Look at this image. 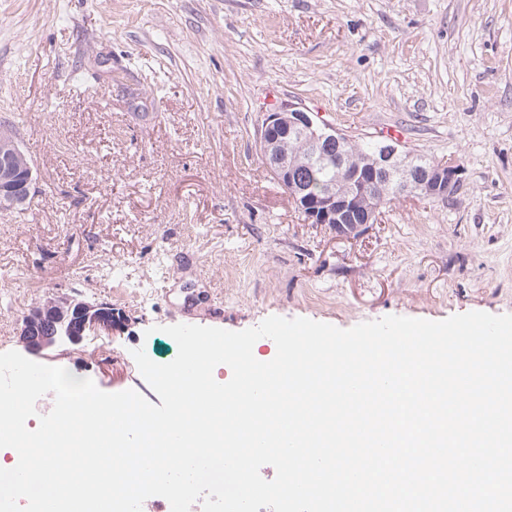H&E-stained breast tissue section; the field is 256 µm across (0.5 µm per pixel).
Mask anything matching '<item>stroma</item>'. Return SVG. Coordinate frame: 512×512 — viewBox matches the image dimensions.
Instances as JSON below:
<instances>
[{
  "instance_id": "35a3bbf8",
  "label": "stroma",
  "mask_w": 512,
  "mask_h": 512,
  "mask_svg": "<svg viewBox=\"0 0 512 512\" xmlns=\"http://www.w3.org/2000/svg\"><path fill=\"white\" fill-rule=\"evenodd\" d=\"M288 104L397 127L461 185L353 237L305 223L258 145ZM0 121L35 175L0 215V332L19 352L46 297L111 302L122 329L39 358L102 391L159 403L127 359L176 357L153 326L512 314V0H0Z\"/></svg>"
}]
</instances>
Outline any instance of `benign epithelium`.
<instances>
[{"label": "benign epithelium", "instance_id": "1", "mask_svg": "<svg viewBox=\"0 0 512 512\" xmlns=\"http://www.w3.org/2000/svg\"><path fill=\"white\" fill-rule=\"evenodd\" d=\"M296 142L299 154L289 155L287 144ZM336 143L339 153L331 161L336 179L316 186H298L290 170L302 158L318 151L321 143ZM260 150L271 175L288 187L289 197L307 224H334L354 233L363 224H374L385 205L386 188L394 185L410 197L452 196L460 185V168L455 164H416L414 154L392 139L377 141L373 153L357 157L353 142L328 124H318L311 112L290 105L265 111L259 130ZM19 151L12 131L0 126V210L15 209L29 197L28 181L16 166ZM112 305L63 298L39 304L27 319V347L41 352L51 343L38 337L48 332L66 336L73 343L86 336L112 332Z\"/></svg>", "mask_w": 512, "mask_h": 512}]
</instances>
